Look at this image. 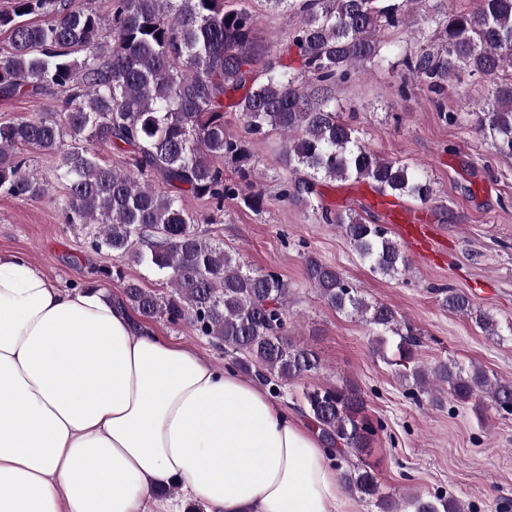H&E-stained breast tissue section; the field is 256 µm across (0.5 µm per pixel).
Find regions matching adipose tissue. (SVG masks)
Listing matches in <instances>:
<instances>
[{
  "label": "adipose tissue",
  "instance_id": "ef3b65f1",
  "mask_svg": "<svg viewBox=\"0 0 512 512\" xmlns=\"http://www.w3.org/2000/svg\"><path fill=\"white\" fill-rule=\"evenodd\" d=\"M336 512L317 434L103 290L0 256V512Z\"/></svg>",
  "mask_w": 512,
  "mask_h": 512
}]
</instances>
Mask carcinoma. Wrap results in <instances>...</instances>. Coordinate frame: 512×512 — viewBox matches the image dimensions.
<instances>
[{
    "mask_svg": "<svg viewBox=\"0 0 512 512\" xmlns=\"http://www.w3.org/2000/svg\"><path fill=\"white\" fill-rule=\"evenodd\" d=\"M267 2L301 14L302 23L259 74L253 69L260 52L257 17L246 8L224 10V0H110L106 18L95 9L74 10L70 0H13L11 11L0 13V27L11 32L0 52V95L56 92L61 107L0 123V192L21 200L45 195L49 183L34 175L22 151L53 155L66 223L99 225L95 249L151 267L172 288L159 294L125 280L118 266L106 271L122 283L130 307L144 319L190 325L241 354L238 367L278 387L320 370L316 353L290 339L288 282L249 268L209 239L181 203L190 193L218 210L226 199L261 210V191L246 192L224 179V165L244 178L249 161L242 139L226 133L227 112L239 113L251 136H285L283 160L295 179L284 181L281 198L340 228L375 273L406 271L398 244L381 224L315 204L319 186L354 177L383 196L424 205L433 201L434 188L425 171L360 144L354 128L340 120L333 94L357 65L386 61L381 33L403 25L405 0ZM30 15L51 21L37 24ZM427 24L440 34L441 48L405 55L403 70L436 94L461 68L488 79L493 105L476 112L475 130L497 153L512 157V74L506 73L512 66V0H477L474 11L451 15L435 2ZM102 146L127 151L128 167L103 163ZM304 275L328 306L372 326L375 345L383 346L387 335L399 337V366L413 362L417 338L401 328L393 308L367 302L341 272L313 257L305 260ZM439 295L442 308L498 335L493 315L466 293ZM402 375L422 392L435 387L437 404L444 395L477 409L486 400L512 414V382L477 364L439 362ZM364 408L355 387L314 385L303 392L300 411L335 458L369 447L376 429L362 416ZM341 480L348 492L376 500L381 512H400L370 470L350 467ZM406 504L412 512H463L457 500L441 494H414Z\"/></svg>",
    "mask_w": 512,
    "mask_h": 512,
    "instance_id": "cac0c4a2",
    "label": "carcinoma"
}]
</instances>
